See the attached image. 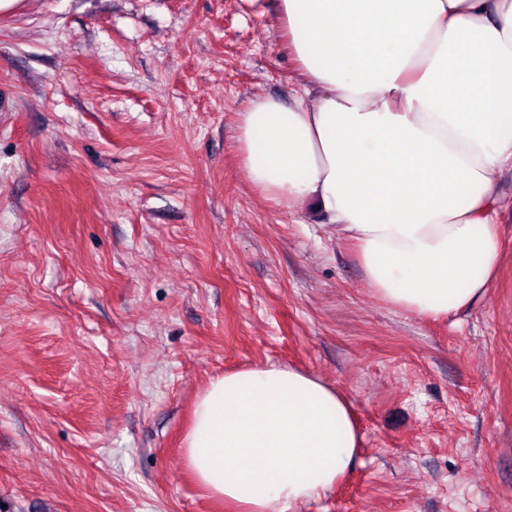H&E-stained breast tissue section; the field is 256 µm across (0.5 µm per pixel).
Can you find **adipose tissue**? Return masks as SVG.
<instances>
[{
  "label": "adipose tissue",
  "instance_id": "1",
  "mask_svg": "<svg viewBox=\"0 0 512 512\" xmlns=\"http://www.w3.org/2000/svg\"><path fill=\"white\" fill-rule=\"evenodd\" d=\"M276 14L296 89L238 116L251 183L288 210L314 204L385 303L429 318L472 305L502 261L512 0H277ZM361 443L334 387L266 364L210 383L184 451L236 512H286L333 491Z\"/></svg>",
  "mask_w": 512,
  "mask_h": 512
}]
</instances>
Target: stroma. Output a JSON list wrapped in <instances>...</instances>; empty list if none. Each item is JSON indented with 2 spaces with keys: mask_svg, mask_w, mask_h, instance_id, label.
<instances>
[{
  "mask_svg": "<svg viewBox=\"0 0 512 512\" xmlns=\"http://www.w3.org/2000/svg\"><path fill=\"white\" fill-rule=\"evenodd\" d=\"M276 0L0 10V512H229L183 454L195 400L280 364L362 446L300 512H512V174L503 260L445 318L377 299L352 243L251 185L236 120L291 97Z\"/></svg>",
  "mask_w": 512,
  "mask_h": 512,
  "instance_id": "stroma-1",
  "label": "stroma"
}]
</instances>
